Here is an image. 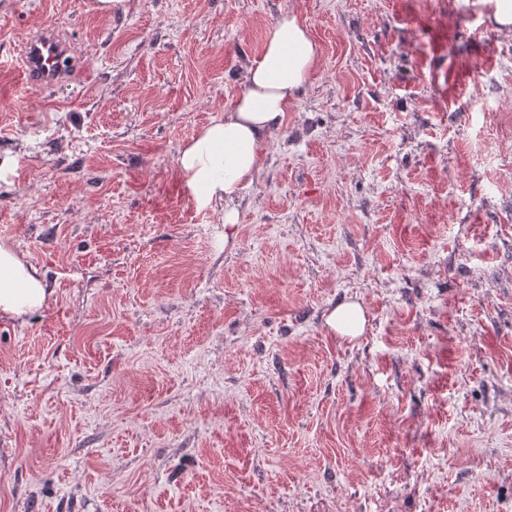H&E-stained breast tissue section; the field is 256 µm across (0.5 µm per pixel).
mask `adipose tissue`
I'll return each mask as SVG.
<instances>
[{"instance_id":"obj_1","label":"adipose tissue","mask_w":512,"mask_h":512,"mask_svg":"<svg viewBox=\"0 0 512 512\" xmlns=\"http://www.w3.org/2000/svg\"><path fill=\"white\" fill-rule=\"evenodd\" d=\"M319 59L310 31L292 12L271 27L258 60L247 69L245 86L223 118L204 125L181 148L178 168L201 205L225 204L224 222L236 224L228 204L261 168L267 136L279 128L296 92ZM45 300L35 268L0 248V311L21 315Z\"/></svg>"}]
</instances>
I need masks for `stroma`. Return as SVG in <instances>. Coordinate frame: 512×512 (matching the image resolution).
Here are the masks:
<instances>
[{
    "label": "stroma",
    "mask_w": 512,
    "mask_h": 512,
    "mask_svg": "<svg viewBox=\"0 0 512 512\" xmlns=\"http://www.w3.org/2000/svg\"><path fill=\"white\" fill-rule=\"evenodd\" d=\"M97 3L0 0V247L49 292L0 311V512H512V33L482 0ZM288 10L320 59L228 229L178 152ZM46 25L79 75L34 89ZM327 323L340 336H358L363 332L365 316L358 304L344 302L330 313Z\"/></svg>",
    "instance_id": "35a3bbf8"
}]
</instances>
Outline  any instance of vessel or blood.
<instances>
[{
	"label": "vessel or blood",
	"mask_w": 512,
	"mask_h": 512,
	"mask_svg": "<svg viewBox=\"0 0 512 512\" xmlns=\"http://www.w3.org/2000/svg\"><path fill=\"white\" fill-rule=\"evenodd\" d=\"M22 71L31 87L50 88L74 80L75 59L60 34L46 27L28 39L22 53Z\"/></svg>",
	"instance_id": "1"
}]
</instances>
